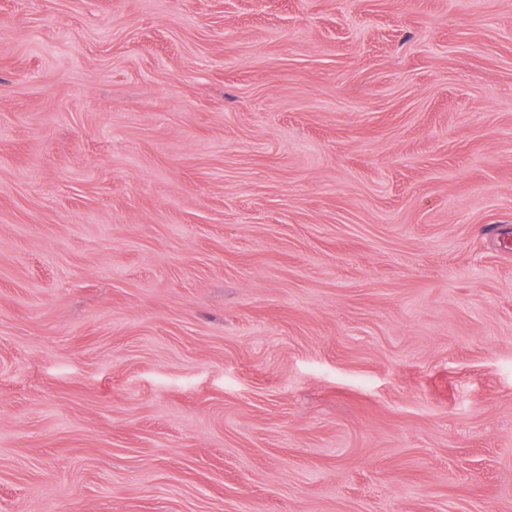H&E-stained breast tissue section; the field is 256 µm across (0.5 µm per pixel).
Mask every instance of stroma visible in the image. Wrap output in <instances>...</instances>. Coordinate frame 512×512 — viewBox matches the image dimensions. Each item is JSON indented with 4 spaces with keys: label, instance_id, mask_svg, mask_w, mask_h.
<instances>
[{
    "label": "stroma",
    "instance_id": "stroma-1",
    "mask_svg": "<svg viewBox=\"0 0 512 512\" xmlns=\"http://www.w3.org/2000/svg\"><path fill=\"white\" fill-rule=\"evenodd\" d=\"M0 512H512V0H0Z\"/></svg>",
    "mask_w": 512,
    "mask_h": 512
}]
</instances>
